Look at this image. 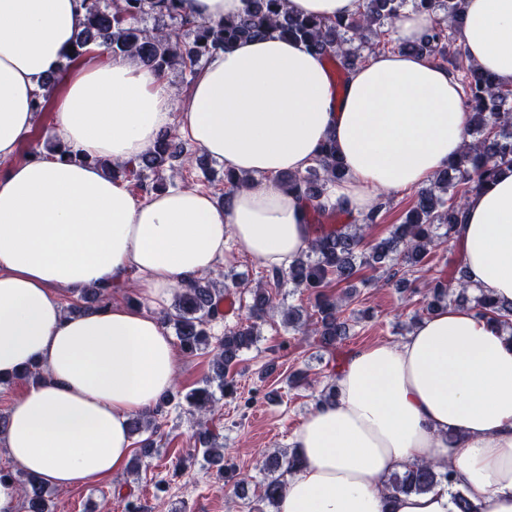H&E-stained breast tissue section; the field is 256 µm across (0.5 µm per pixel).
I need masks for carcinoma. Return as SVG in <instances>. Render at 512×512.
Instances as JSON below:
<instances>
[{"label": "carcinoma", "instance_id": "obj_1", "mask_svg": "<svg viewBox=\"0 0 512 512\" xmlns=\"http://www.w3.org/2000/svg\"><path fill=\"white\" fill-rule=\"evenodd\" d=\"M184 0H83L86 14L71 53L64 55L71 63L95 45L109 56H134L156 69L168 72L175 66L195 74L212 54L231 48L236 42L255 37L269 28L303 43L309 50L335 61L340 69L339 85L345 86L348 73L361 63V50L380 45L385 25L391 23L408 6L434 15V25L425 41L410 50L443 62L462 56L454 44L453 31L462 23L464 0H362V10L348 19L333 22L314 17L292 15L288 0H248L245 12L235 19L218 22L198 21L182 7ZM154 18L152 29L140 25L141 15ZM464 104L468 110L465 148L460 158L439 171L430 184L418 190L416 200L388 235L370 245L367 238L378 224L383 204H377L362 216L359 224H341L339 216L346 210L331 201L329 186L344 177L336 147L327 143L317 164L302 173H285L280 181L305 200L308 223L314 228L309 251L287 268H273L268 277L274 284L288 282L307 292L313 312L303 315L299 310H281L283 323L301 335H315L326 349H339L349 336L354 318L345 315L352 301L356 283L368 285L372 278L362 274L365 269H383L385 284L401 288L409 276L429 257L430 251L453 237L455 226L462 222L465 198L482 184L492 180L500 169L512 168V89H505L494 78L474 65H469L461 79ZM192 158L178 134L163 131L154 146L135 160L118 166V170L141 181L142 171L156 172L173 167L177 161ZM255 179L224 173L225 195L241 187L252 186ZM344 284L346 291L333 295L326 291L331 284ZM238 287L237 280L217 287L213 281L198 279L191 287L178 289L173 310L163 317L178 341L180 351L194 356L209 345L207 324L222 314L224 293ZM249 319L224 332L220 349L213 355L212 366L219 388L227 393L234 389L227 379L240 353L257 341V322L274 312L272 297L259 283L248 290ZM423 300L426 314L450 303L473 304V308L493 315L500 326L512 328V302L504 303L479 294L470 295L463 277L457 287L441 277L424 284ZM112 301V293L94 290L83 296L87 308H103ZM171 401L165 395L151 410L133 417L130 435L139 437L141 448L154 447L148 430L158 428L157 416ZM186 405L200 417L197 441L208 461L224 460L222 446L205 426L206 415L214 410L216 399L210 383L184 395ZM296 464L295 451H283L268 459L261 501L274 508L285 489L284 476ZM452 470L443 471L430 464H418L402 474L391 475L385 490L390 493H424L442 481H452ZM27 504V512H51V503L44 487L33 479L19 483Z\"/></svg>", "mask_w": 512, "mask_h": 512}]
</instances>
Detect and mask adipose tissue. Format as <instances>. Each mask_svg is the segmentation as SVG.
<instances>
[{"mask_svg":"<svg viewBox=\"0 0 512 512\" xmlns=\"http://www.w3.org/2000/svg\"><path fill=\"white\" fill-rule=\"evenodd\" d=\"M83 19L81 0H0V375L43 371L12 401L0 445L10 466L57 489L121 471L130 418L172 390L177 354L156 309L175 287L210 273L232 238L269 268L309 251L306 205L282 174L333 142L345 176L331 197L363 215L375 190L420 188L458 157L467 122L447 65L407 50L434 24L411 8L392 24L396 49L355 67L344 93L323 56L270 31L214 54L177 113L166 77L136 58L88 55L60 75ZM457 43L512 87V0H466ZM51 76L68 152L16 160ZM175 126L254 185L227 206L195 189L142 201L99 167ZM454 240L468 288L512 301V170L469 194ZM133 276L147 306L68 314L60 302ZM292 446L300 464L279 512H459L461 495L479 512H512V335L451 304L401 343L352 352L335 399L315 403ZM418 463L451 465L452 483L385 493L389 475Z\"/></svg>","mask_w":512,"mask_h":512,"instance_id":"obj_1","label":"adipose tissue"}]
</instances>
